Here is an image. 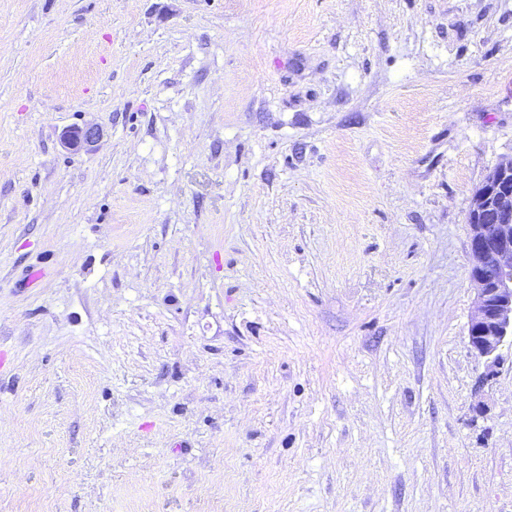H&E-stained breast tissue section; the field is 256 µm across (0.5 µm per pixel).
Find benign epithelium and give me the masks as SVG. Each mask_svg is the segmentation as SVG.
Segmentation results:
<instances>
[{
	"instance_id": "benign-epithelium-1",
	"label": "benign epithelium",
	"mask_w": 512,
	"mask_h": 512,
	"mask_svg": "<svg viewBox=\"0 0 512 512\" xmlns=\"http://www.w3.org/2000/svg\"><path fill=\"white\" fill-rule=\"evenodd\" d=\"M99 127L84 124L66 136L72 147H91ZM470 280L476 306L468 326L471 347L495 375L500 351L512 343V158L502 161L476 188L467 213Z\"/></svg>"
}]
</instances>
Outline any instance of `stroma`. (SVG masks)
Listing matches in <instances>:
<instances>
[{
	"label": "stroma",
	"instance_id": "stroma-1",
	"mask_svg": "<svg viewBox=\"0 0 512 512\" xmlns=\"http://www.w3.org/2000/svg\"><path fill=\"white\" fill-rule=\"evenodd\" d=\"M510 157L512 0H0V512H512ZM99 127L92 124H83L66 136V143L72 147H91L100 138ZM512 158L476 188L467 213L470 280L476 306L468 326L471 347L495 375L500 351L512 343Z\"/></svg>",
	"mask_w": 512,
	"mask_h": 512
}]
</instances>
